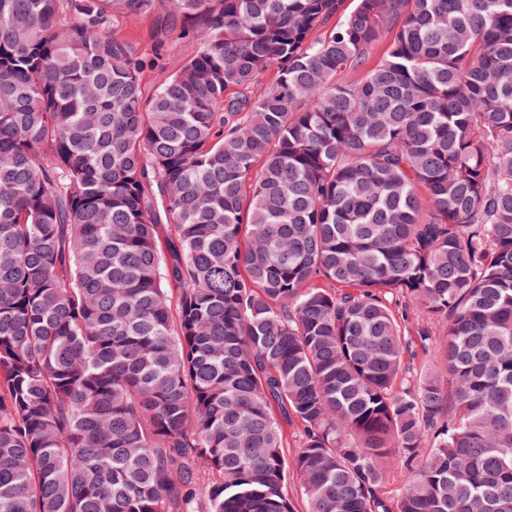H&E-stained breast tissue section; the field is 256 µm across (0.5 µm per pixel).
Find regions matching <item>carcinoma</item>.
I'll return each mask as SVG.
<instances>
[{
    "mask_svg": "<svg viewBox=\"0 0 512 512\" xmlns=\"http://www.w3.org/2000/svg\"><path fill=\"white\" fill-rule=\"evenodd\" d=\"M342 2L0 0V512H512V0ZM112 37L126 43L134 57L152 63L144 84V97H150L165 77L177 72L200 51V41L183 24L168 23L162 6L129 21L121 16L110 19Z\"/></svg>",
    "mask_w": 512,
    "mask_h": 512,
    "instance_id": "1",
    "label": "carcinoma"
}]
</instances>
